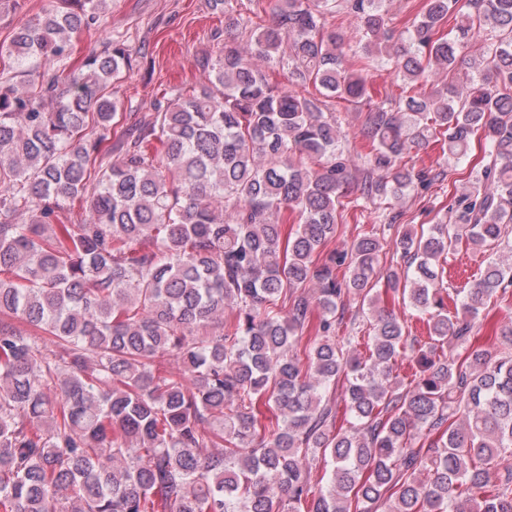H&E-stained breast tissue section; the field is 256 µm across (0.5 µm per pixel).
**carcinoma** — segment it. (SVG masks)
Returning <instances> with one entry per match:
<instances>
[{
  "label": "carcinoma",
  "instance_id": "1",
  "mask_svg": "<svg viewBox=\"0 0 512 512\" xmlns=\"http://www.w3.org/2000/svg\"><path fill=\"white\" fill-rule=\"evenodd\" d=\"M108 2L55 0L0 45V512H512V352H458L512 297V258L443 288L458 247L512 237V0H424L398 35L392 0H272L264 24L207 0L224 16L212 86L124 129L125 42L72 63ZM375 65L406 94L373 102ZM336 99L367 106L359 186ZM476 136L487 162L447 222L330 247L355 191L400 199L430 180L411 152L462 158ZM387 243L401 274L380 268ZM382 279L427 340L380 306ZM351 297L363 352L339 335Z\"/></svg>",
  "mask_w": 512,
  "mask_h": 512
}]
</instances>
